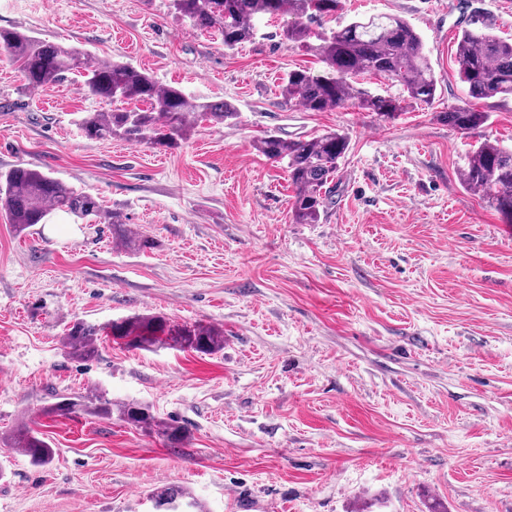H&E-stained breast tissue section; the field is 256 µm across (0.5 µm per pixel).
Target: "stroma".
I'll list each match as a JSON object with an SVG mask.
<instances>
[{"label":"stroma","mask_w":512,"mask_h":512,"mask_svg":"<svg viewBox=\"0 0 512 512\" xmlns=\"http://www.w3.org/2000/svg\"><path fill=\"white\" fill-rule=\"evenodd\" d=\"M512 38V0H341L325 28L387 13L423 36L432 106L396 118L285 104L288 71L317 66L281 20L237 49L192 30L169 0H0V28L131 64L240 117L196 122L176 149L91 139L84 80L30 88L0 53V172L38 168L121 212L151 249L129 252L95 216L53 213L77 233L19 236L0 212V512H156L152 491L187 489L206 512H512V224L465 189L479 143L512 148V101L459 131L456 39L472 11ZM344 134L335 202L297 223L283 164L255 148ZM163 318L223 336L205 354L135 349L108 323ZM97 356L70 357L74 320ZM61 395L146 407L48 416ZM42 433L49 466L8 439ZM183 447H168L166 425Z\"/></svg>","instance_id":"stroma-1"}]
</instances>
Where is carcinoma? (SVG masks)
Here are the masks:
<instances>
[{"instance_id":"carcinoma-1","label":"carcinoma","mask_w":512,"mask_h":512,"mask_svg":"<svg viewBox=\"0 0 512 512\" xmlns=\"http://www.w3.org/2000/svg\"><path fill=\"white\" fill-rule=\"evenodd\" d=\"M174 14L190 28L217 32L224 48L234 49L251 42L257 23L267 17H285L282 35L289 43L315 53L324 69H298L288 72L281 95L294 99L311 112L333 111L353 105L381 118L397 116L408 103L431 104L437 83L424 53L419 32L404 18L378 14L355 20L341 28L317 30L326 17L336 15L341 0H171ZM29 87H41L87 73L90 97L106 108L85 112L78 125L91 139L117 138L148 143L169 149L187 140L192 120L215 124L232 123L239 118L236 107L224 100H190L181 89L163 85L149 74L120 62H97L76 47L29 36L16 30L0 29V44ZM458 75L472 100L512 99V40L487 31L480 16H473L463 27L457 43ZM365 75L387 77L403 87V95H378L359 86ZM145 102L147 108L137 107ZM488 113L477 112L468 104L444 113L448 126L469 130L484 122ZM349 147L346 136L333 131L314 137L284 138L267 134L256 143L264 156L285 164L293 187L292 210L296 223L317 224L333 203L336 173ZM463 185L503 219L512 223V148L483 142L468 155L459 171ZM0 205L8 223L19 235L45 222L48 215L63 211L75 217L103 215L110 225L112 239L121 248L141 251L150 241L134 232L121 213L102 214L99 202L64 181L37 168L16 166L0 173ZM109 333L134 348H149L167 339L181 347L202 353L224 349V341L209 330L196 326L167 324L155 319L121 322L109 326ZM96 329L76 321L68 329L64 344L81 360L97 355ZM83 412L97 418L112 416V401L96 395L89 399H65L44 410L47 415ZM125 421L148 428L154 418L144 408L128 404L118 408ZM12 447L21 449L38 466L52 461V450L40 434L26 425L17 427L10 438ZM154 506L180 504L203 512L195 500L179 486L151 494Z\"/></svg>"}]
</instances>
